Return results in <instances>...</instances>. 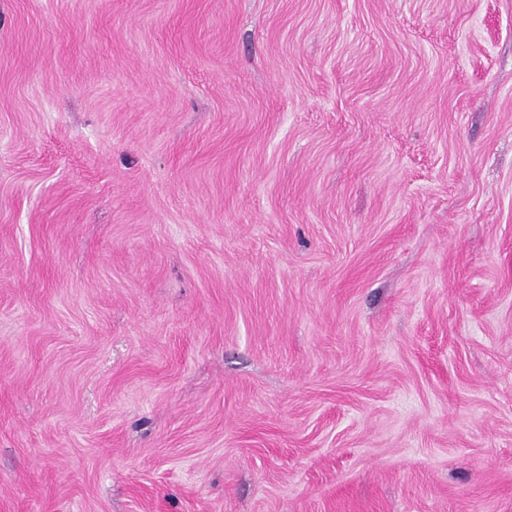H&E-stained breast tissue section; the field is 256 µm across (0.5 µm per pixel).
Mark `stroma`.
<instances>
[{"label":"stroma","instance_id":"35a3bbf8","mask_svg":"<svg viewBox=\"0 0 512 512\" xmlns=\"http://www.w3.org/2000/svg\"><path fill=\"white\" fill-rule=\"evenodd\" d=\"M0 512H512V0H0Z\"/></svg>","mask_w":512,"mask_h":512}]
</instances>
